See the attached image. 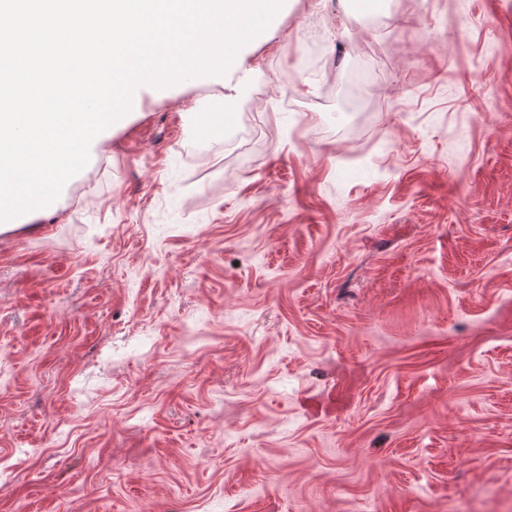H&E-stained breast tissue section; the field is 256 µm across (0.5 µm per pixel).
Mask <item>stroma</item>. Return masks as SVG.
<instances>
[{
    "mask_svg": "<svg viewBox=\"0 0 512 512\" xmlns=\"http://www.w3.org/2000/svg\"><path fill=\"white\" fill-rule=\"evenodd\" d=\"M0 512H512V0H286L0 225Z\"/></svg>",
    "mask_w": 512,
    "mask_h": 512,
    "instance_id": "35a3bbf8",
    "label": "stroma"
}]
</instances>
